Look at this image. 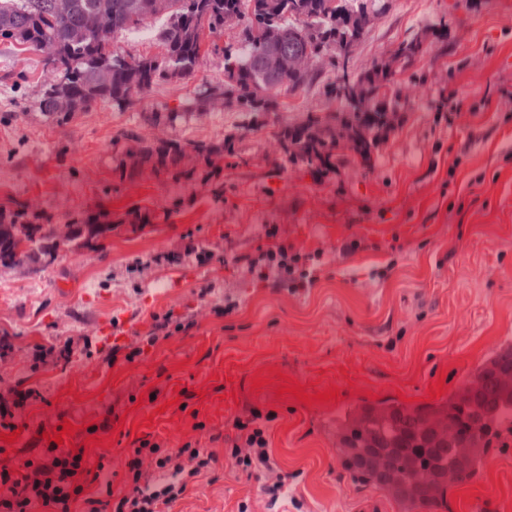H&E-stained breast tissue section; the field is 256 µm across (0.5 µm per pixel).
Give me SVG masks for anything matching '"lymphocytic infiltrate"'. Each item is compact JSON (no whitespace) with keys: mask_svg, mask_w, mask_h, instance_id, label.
<instances>
[{"mask_svg":"<svg viewBox=\"0 0 512 512\" xmlns=\"http://www.w3.org/2000/svg\"><path fill=\"white\" fill-rule=\"evenodd\" d=\"M232 427L236 435L225 453L232 466L248 473L272 470L260 414L235 417ZM217 464L209 449L141 438L125 457L123 486L116 491L104 464L89 467L84 449L51 442L37 455L0 466V512H170L190 481Z\"/></svg>","mask_w":512,"mask_h":512,"instance_id":"1","label":"lymphocytic infiltrate"}]
</instances>
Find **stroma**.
<instances>
[{
	"instance_id": "stroma-1",
	"label": "stroma",
	"mask_w": 512,
	"mask_h": 512,
	"mask_svg": "<svg viewBox=\"0 0 512 512\" xmlns=\"http://www.w3.org/2000/svg\"><path fill=\"white\" fill-rule=\"evenodd\" d=\"M383 3L349 74L411 39L424 53L396 77L403 94L370 163L340 142L323 172L276 143L282 127L312 114L335 137L344 111L328 94L336 68L282 94L279 111L201 116L197 87L224 82V56L209 50L191 78L60 124L38 108L52 79L43 54L0 44V208L34 200L33 224L136 206L155 217L136 233L118 224L92 246L0 267V399L20 386L38 392L20 436L0 440L8 460L58 434L116 469L148 434L220 456L235 436L231 420L256 410L269 419L287 495L270 502L263 479L219 466L190 482L171 512H406L386 490L352 482L336 418L389 397L448 398L512 345V0ZM161 138H229L234 152L216 179L119 175L128 141ZM274 243L310 283L295 290L250 273ZM168 313L185 330L148 345L154 317ZM115 343L140 353L108 365L100 351ZM477 503L512 512V447L490 450L432 512Z\"/></svg>"
}]
</instances>
